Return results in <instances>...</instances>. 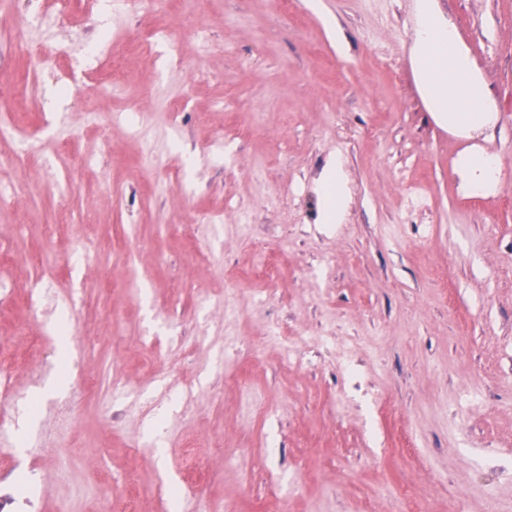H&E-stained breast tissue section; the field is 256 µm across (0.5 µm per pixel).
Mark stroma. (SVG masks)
<instances>
[{
  "label": "stroma",
  "mask_w": 512,
  "mask_h": 512,
  "mask_svg": "<svg viewBox=\"0 0 512 512\" xmlns=\"http://www.w3.org/2000/svg\"><path fill=\"white\" fill-rule=\"evenodd\" d=\"M432 3L485 88L480 132L449 131L419 89L420 0H298L293 14L279 0H205L209 50L183 38L198 80L162 72L155 42L128 56L108 96L97 62L122 48L104 38L107 15L53 29L88 90L55 104L70 76L59 71L18 114L61 142L53 163L13 158L0 140V278L15 296L0 310L16 394L4 407L31 423L24 447L0 453V498L17 512H97L106 489L124 512L133 470L138 512H278L280 473L288 512H390L385 482L439 512L455 493L484 512L490 489L512 512V0ZM160 80L190 104L146 167L141 139L112 115ZM92 112L102 125L90 130ZM223 129L229 159L200 156ZM104 138L123 166L106 168ZM475 152L502 168L479 195L459 168ZM336 159L348 214L324 224L314 179ZM209 212L215 231L187 241L179 225ZM46 265L68 296L64 359L56 340L39 344L46 325L27 302ZM228 269L244 286L235 318ZM273 326L294 348L267 340ZM220 373L254 403L230 384L216 396ZM61 374L64 395L44 392ZM79 378L96 392L77 393ZM60 404L74 421L50 413ZM202 436L218 447L187 461Z\"/></svg>",
  "instance_id": "stroma-1"
}]
</instances>
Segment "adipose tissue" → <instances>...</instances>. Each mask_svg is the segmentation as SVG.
I'll use <instances>...</instances> for the list:
<instances>
[{"instance_id": "1", "label": "adipose tissue", "mask_w": 512, "mask_h": 512, "mask_svg": "<svg viewBox=\"0 0 512 512\" xmlns=\"http://www.w3.org/2000/svg\"><path fill=\"white\" fill-rule=\"evenodd\" d=\"M415 72L431 111L449 127L467 131L485 124L484 88L454 31L430 5H423L417 31ZM322 221L340 223L347 197L340 165H327L319 179Z\"/></svg>"}]
</instances>
